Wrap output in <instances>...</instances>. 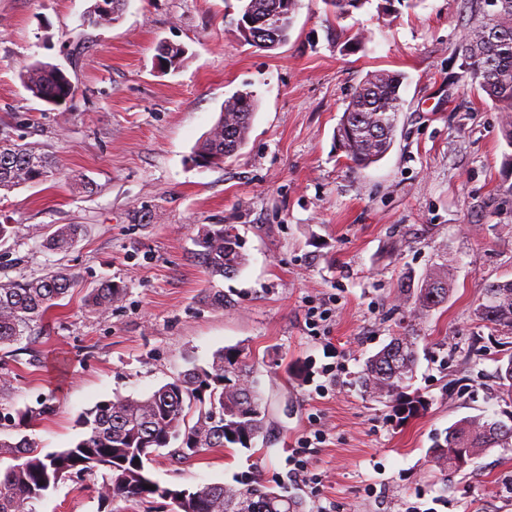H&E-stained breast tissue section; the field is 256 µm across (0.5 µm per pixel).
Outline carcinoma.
<instances>
[{"label":"carcinoma","mask_w":512,"mask_h":512,"mask_svg":"<svg viewBox=\"0 0 512 512\" xmlns=\"http://www.w3.org/2000/svg\"><path fill=\"white\" fill-rule=\"evenodd\" d=\"M127 0H111V17L102 18L89 6L84 20L107 26L120 20ZM277 17L278 43L288 40L301 0ZM369 0H323L327 11L341 19L364 7ZM464 66L478 88L500 113V131L512 148V0H495L493 9L474 10L461 46ZM31 94L51 105L74 98L76 88L60 67L34 62L20 70ZM405 75L398 71L372 72L352 90L336 128V142L346 160L364 169L390 150L401 112L400 90ZM256 110L254 96L238 92L224 100L218 119L196 145L191 161L207 168L224 164L246 144ZM58 169L57 160L17 143H0V189L33 185ZM81 228L64 224L45 239L51 251L65 252L76 242ZM197 256L211 278H232L246 261L244 239L233 224L202 228L195 240ZM77 284L75 275L59 268L44 278L0 284V346L20 341L58 301ZM451 291L448 264H434L407 297L428 312L448 301ZM125 288L107 281L92 289L87 306L106 314L121 302ZM475 319L512 334V279L491 282L484 288ZM414 330L396 336L369 357L361 374L364 391L392 404L402 421L425 409L418 394L408 393L417 365ZM47 403L28 407L18 419L0 416L8 425L23 424L48 412ZM265 408L250 379L245 361L221 351L212 362L195 365L147 396L115 395L84 412L79 423L84 436L69 448L43 456L27 437L0 439V512H35L34 504L46 497L67 476L102 472L98 488L102 502L117 498L147 501L155 496L171 503V512H304L302 502L280 494L257 481L203 484L193 488L162 487L151 477L146 463L153 453L171 449L187 460L204 451L229 444L252 447L261 432ZM512 447V426L483 416L464 417L444 438H436L429 455L444 474L462 470L457 453L474 461L490 448Z\"/></svg>","instance_id":"carcinoma-1"}]
</instances>
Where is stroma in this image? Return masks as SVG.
Segmentation results:
<instances>
[{
  "instance_id": "obj_1",
  "label": "stroma",
  "mask_w": 512,
  "mask_h": 512,
  "mask_svg": "<svg viewBox=\"0 0 512 512\" xmlns=\"http://www.w3.org/2000/svg\"><path fill=\"white\" fill-rule=\"evenodd\" d=\"M90 0H0V141L53 155L47 181L0 190V283L64 265L77 285L31 336L0 347L13 383L0 414L49 399L24 430L40 453L71 447L79 418L114 395L141 397L219 351L246 358L267 402L252 447L188 459L160 449L148 468L164 487L231 484L250 472L301 499L306 512H512V448H492L443 476L428 454L457 420L512 412L497 377L512 342L472 310L492 281L512 279L511 149L500 115L462 64L467 0H421L391 12L370 0L351 17L302 0L288 40L242 42V0H128L122 19L91 26ZM363 32L361 46L349 43ZM182 45L179 70L157 66L161 41ZM64 69L75 97L53 106L19 67ZM377 70L405 74L394 143L377 163L349 166L334 142L352 86ZM254 95L247 144L218 167L195 166L196 143L225 99ZM83 232L65 253L42 245L54 227ZM235 225L247 262L209 281L195 255L202 226ZM449 262L447 302L418 314L401 295ZM126 288L105 315L84 300L101 281ZM223 291V306L206 300ZM331 310L311 325L314 307ZM418 337L411 392L425 411L397 421L358 382L368 357L404 326ZM306 374H299V366ZM311 438L295 479L288 459ZM96 476H74L36 512H170L168 501L102 504Z\"/></svg>"
}]
</instances>
